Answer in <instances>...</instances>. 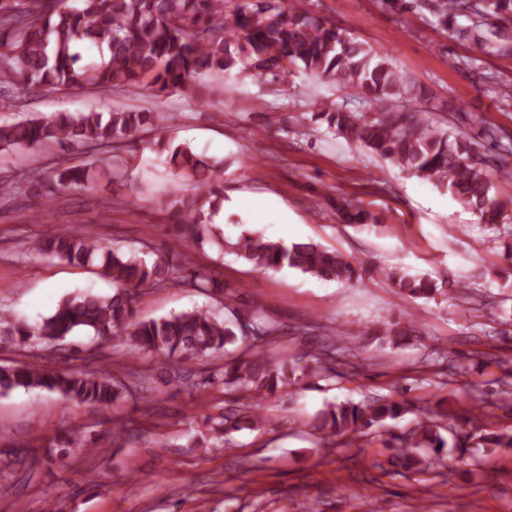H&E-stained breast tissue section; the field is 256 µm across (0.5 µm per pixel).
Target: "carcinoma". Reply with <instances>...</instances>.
<instances>
[{
    "instance_id": "cac0c4a2",
    "label": "carcinoma",
    "mask_w": 512,
    "mask_h": 512,
    "mask_svg": "<svg viewBox=\"0 0 512 512\" xmlns=\"http://www.w3.org/2000/svg\"><path fill=\"white\" fill-rule=\"evenodd\" d=\"M304 0H24L17 10L0 0V84L60 90L89 89L102 95L121 87L148 88L159 96L171 91L193 98L224 94V80L239 62L278 81L300 68L338 90L367 98L372 113L347 112L332 102L321 103L319 116L328 128L350 144L379 156L402 172L441 187L464 208L488 224H512V198H501L494 180L512 177V135L477 115H468L470 130L443 129L427 111L409 107L424 92L387 55L343 33L326 19L303 9ZM401 13L424 9L457 41H469L484 54L512 57V0H386ZM503 101L512 102V80L494 71L481 72ZM167 116L162 112L114 109L79 112L33 113L0 123V151L38 146L63 148L109 147L115 154L100 165L68 166L51 171V178L68 188L85 187L104 180L113 182L129 165L118 153L131 147L145 127L160 133L157 152L178 179L195 183L191 194L174 192L157 201L169 214V231L186 246L212 235L205 205L224 200L223 180L188 145L174 144L164 135ZM39 255L72 265L101 262L111 278L113 292L76 293L63 298L41 321L0 313V344L25 350L33 346L61 345L77 334L102 341H117L132 350L155 357L166 383L176 387L221 385L224 411L208 417V434L192 442L194 448L231 443L230 434L241 426L260 428L268 420V397L277 389L306 377L330 375L331 364L351 357L349 349L324 344L308 360L296 363L274 356L269 348L281 326L253 303L239 302L214 270H193L177 275L170 255L153 250L143 253L108 248L75 228L43 231L34 244ZM224 251L257 269L299 270L324 280L357 278L353 262L337 251L313 243L284 244L262 234L247 232ZM386 278L401 297L430 299L445 288L427 276L401 270ZM192 286L221 301L228 315L193 309L159 318L140 319L136 305L151 288ZM246 344L241 354L201 378L179 363L226 352L237 342ZM43 389L77 405L108 409L127 385L109 370H48L15 361L0 366V391ZM406 412L396 399L366 404H332L321 410L311 427L325 447L358 444L364 429L397 420ZM455 418L448 405L436 403L410 430L394 437L398 456L408 470L419 472L425 457L448 447L442 431Z\"/></svg>"
}]
</instances>
